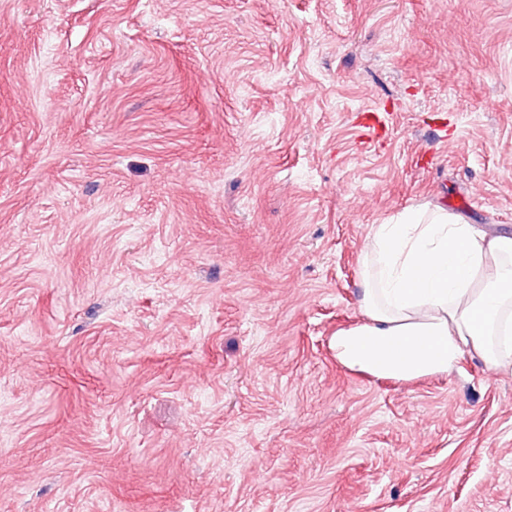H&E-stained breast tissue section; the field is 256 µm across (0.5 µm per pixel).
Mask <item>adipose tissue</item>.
<instances>
[{
    "instance_id": "obj_1",
    "label": "adipose tissue",
    "mask_w": 512,
    "mask_h": 512,
    "mask_svg": "<svg viewBox=\"0 0 512 512\" xmlns=\"http://www.w3.org/2000/svg\"><path fill=\"white\" fill-rule=\"evenodd\" d=\"M365 323L330 345L344 365L399 380L512 350V237L487 238L437 208L375 225L365 245Z\"/></svg>"
}]
</instances>
